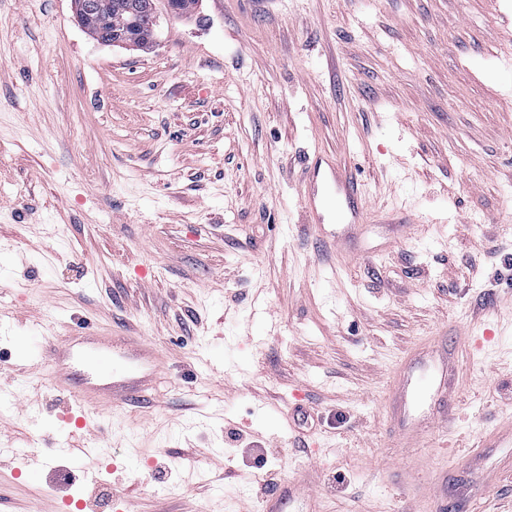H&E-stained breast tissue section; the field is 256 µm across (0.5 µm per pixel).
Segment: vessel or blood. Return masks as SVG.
<instances>
[{
    "instance_id": "b4317fda",
    "label": "vessel or blood",
    "mask_w": 512,
    "mask_h": 512,
    "mask_svg": "<svg viewBox=\"0 0 512 512\" xmlns=\"http://www.w3.org/2000/svg\"><path fill=\"white\" fill-rule=\"evenodd\" d=\"M301 190L305 221L326 224L340 220L349 227L363 220V200L358 182L348 170L314 161ZM153 349L146 340L126 336H72L67 342H49L40 355L39 367L57 389H67L74 375H81V399L95 410L115 403H146L157 383L156 374H144L154 364ZM455 350L436 343L415 350L395 374L391 405L397 430L395 438L411 444L425 424L448 421L453 408L449 394ZM512 444V417L478 442L482 448Z\"/></svg>"
}]
</instances>
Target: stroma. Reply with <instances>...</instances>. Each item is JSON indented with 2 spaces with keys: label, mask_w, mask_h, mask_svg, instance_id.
<instances>
[{
  "label": "stroma",
  "mask_w": 512,
  "mask_h": 512,
  "mask_svg": "<svg viewBox=\"0 0 512 512\" xmlns=\"http://www.w3.org/2000/svg\"><path fill=\"white\" fill-rule=\"evenodd\" d=\"M315 154L358 180V255L304 221ZM508 275L512 0H199L148 51L0 0V446L46 461L0 460V512H263L298 477L285 512H512V447L474 445L512 415ZM83 327L160 383L79 429L29 349ZM442 336L453 420L398 447L390 381ZM304 495V490L300 483H295V480H286L279 484L275 497L272 501L266 500L265 511L267 512H279L280 505L285 500H292L299 496Z\"/></svg>",
  "instance_id": "obj_1"
}]
</instances>
